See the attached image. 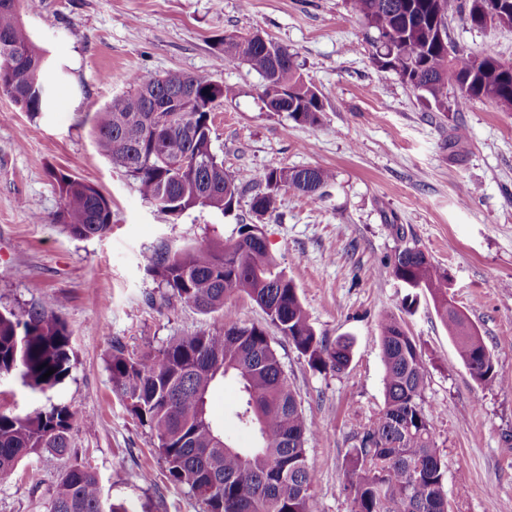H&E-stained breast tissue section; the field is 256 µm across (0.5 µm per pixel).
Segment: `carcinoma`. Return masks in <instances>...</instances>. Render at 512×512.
Masks as SVG:
<instances>
[{
  "label": "carcinoma",
  "instance_id": "carcinoma-1",
  "mask_svg": "<svg viewBox=\"0 0 512 512\" xmlns=\"http://www.w3.org/2000/svg\"><path fill=\"white\" fill-rule=\"evenodd\" d=\"M480 0H349L375 48L374 64L393 71L438 112H460L487 100L512 112V65L499 62L491 46L479 52L448 54V20L465 15L485 27L476 13ZM29 0H0V94L22 111H44L47 80L54 61L32 40L20 13ZM217 55L223 63L246 62L263 81L264 102L279 111L276 98L288 96V117L316 128L324 105L305 81L288 47L271 38L226 35ZM129 91L94 113L96 143L122 167L137 192L160 211L177 218L196 207L223 214L239 204L235 176L213 150L212 112L236 91L207 76L170 72L137 74ZM180 95L182 111L171 113L168 128L151 120L152 99ZM61 209L53 220L76 238L103 236L112 228V208L94 186L63 171L50 172ZM253 181L261 187L249 202L257 222L241 224L237 235L218 244L172 249L159 247L147 270L169 297L205 314L218 313L224 326L170 341L158 354L127 353L117 344L109 362L112 390L127 411L149 428L166 465L170 483L186 488L202 512H310L313 471L304 444L312 434L296 391L266 328L236 319L232 301L247 298L266 315L269 326L288 339L319 372H339L351 358V342L329 344L318 336L297 289L279 269L266 244L254 239L258 221L274 211L281 192L313 201L328 195L334 174L322 167L268 168ZM389 266L411 290L428 293L459 358L482 386L505 385L495 371L483 336L468 316L448 303V275L407 245L397 247ZM57 306L0 312V379L11 377L45 393L68 375L71 332ZM385 369L383 408L352 435L343 490L352 512H448L446 465L436 444L432 410L423 405L426 374L413 336L391 314L381 322ZM54 373L47 379L42 375ZM239 390L235 427L254 436L237 446L209 411L208 395L218 383ZM75 413L67 405L19 414L0 410V477L23 458L43 452L68 454ZM44 512H128L104 498L97 470L88 461L65 467L38 502Z\"/></svg>",
  "mask_w": 512,
  "mask_h": 512
}]
</instances>
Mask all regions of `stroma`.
<instances>
[{
	"mask_svg": "<svg viewBox=\"0 0 512 512\" xmlns=\"http://www.w3.org/2000/svg\"><path fill=\"white\" fill-rule=\"evenodd\" d=\"M22 21L65 73L51 76L42 114L0 95V310L57 305L74 361L64 382L44 394L16 379L0 381V410L25 414L64 403L78 422L67 456L23 459L0 480V512H36L60 470L87 459L105 497L129 512H201L196 498L168 482L150 430L113 393L112 346L154 354L172 339L216 326L215 315L163 302L147 258L163 244L234 236L252 219L255 173L281 166L335 174L322 200L281 193L262 230L317 335L352 343L345 370L318 372L288 339L270 334L315 429L305 445L314 474L311 512H351L342 489L346 453L352 434L384 404L380 323L390 313L422 350L423 401L436 411L450 512H512V112L478 100L461 112L434 111L373 63L347 0H39ZM256 31L295 53L322 95L320 127L268 111L262 80L247 64L217 65L224 35ZM448 34L468 51L492 46L512 64V28L479 29L457 16ZM142 71L211 76L237 89L236 99L212 114L213 149L245 187L231 213L195 208L171 217L99 152L94 112ZM54 168L111 201V233L76 238L52 223L61 206L49 176ZM464 185L475 190L465 207L458 203ZM37 213L43 222H34ZM402 240L447 270L449 298L478 327L509 386L484 387L472 378L430 295L418 293L412 310L403 309L407 290L387 267ZM237 402L230 381L209 396L211 415L246 447L251 434L233 425Z\"/></svg>",
	"mask_w": 512,
	"mask_h": 512,
	"instance_id": "obj_1",
	"label": "stroma"
}]
</instances>
